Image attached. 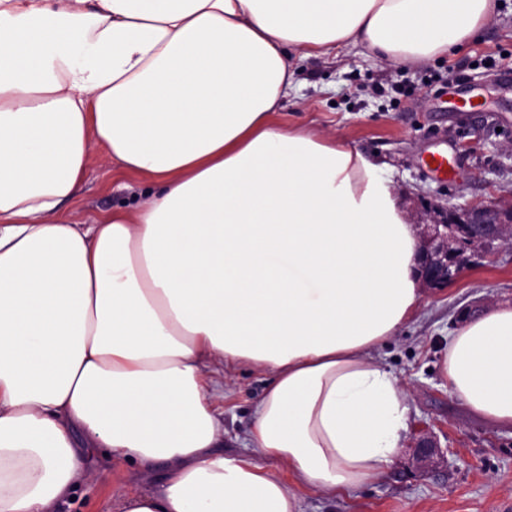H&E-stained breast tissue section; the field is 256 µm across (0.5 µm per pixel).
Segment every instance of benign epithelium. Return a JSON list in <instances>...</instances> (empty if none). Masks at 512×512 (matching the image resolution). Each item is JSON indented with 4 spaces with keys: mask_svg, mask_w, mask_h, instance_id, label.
Returning a JSON list of instances; mask_svg holds the SVG:
<instances>
[{
    "mask_svg": "<svg viewBox=\"0 0 512 512\" xmlns=\"http://www.w3.org/2000/svg\"><path fill=\"white\" fill-rule=\"evenodd\" d=\"M425 216L429 223L423 225L427 234L421 276L423 287L429 291L447 287L475 260L491 258L512 244L508 241L512 225L502 220L501 211L495 207L461 213L453 207H440L426 211ZM436 447L435 436L419 435L414 443L417 462H429Z\"/></svg>",
    "mask_w": 512,
    "mask_h": 512,
    "instance_id": "1",
    "label": "benign epithelium"
}]
</instances>
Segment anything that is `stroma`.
Instances as JSON below:
<instances>
[{
    "instance_id": "1",
    "label": "stroma",
    "mask_w": 512,
    "mask_h": 512,
    "mask_svg": "<svg viewBox=\"0 0 512 512\" xmlns=\"http://www.w3.org/2000/svg\"><path fill=\"white\" fill-rule=\"evenodd\" d=\"M294 68L297 89L284 99L278 121L345 138L382 167L411 210L496 204L512 191V0H498L493 21L442 60L389 67L357 46L327 61H295ZM438 74L449 85L471 89L482 111H434L435 97L447 85L435 82ZM443 146L460 160L445 182L424 170L430 153ZM148 188L136 175L107 171L98 159L78 202L102 213L131 205ZM492 300L512 302V252L465 269L447 288L426 294L416 316L379 352L411 391L410 436L427 430L437 435L436 464L419 468L413 446H406L394 466L352 496L305 493L306 512H503L512 505V427L467 410L440 374L450 337ZM267 382L248 368L229 378L222 406L225 456L245 454L253 405ZM90 469L57 512H115L118 489L145 490L163 475L102 459Z\"/></svg>"
}]
</instances>
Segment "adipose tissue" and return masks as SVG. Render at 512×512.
Masks as SVG:
<instances>
[{
	"label": "adipose tissue",
	"mask_w": 512,
	"mask_h": 512,
	"mask_svg": "<svg viewBox=\"0 0 512 512\" xmlns=\"http://www.w3.org/2000/svg\"><path fill=\"white\" fill-rule=\"evenodd\" d=\"M495 0H0V512H52L95 452L149 471L118 512H304L397 461L375 356L423 297L415 224L347 141L277 122L293 59L428 63ZM153 191L94 217L95 153ZM268 384L226 457L224 371ZM451 396L512 426V304L465 321Z\"/></svg>",
	"instance_id": "adipose-tissue-1"
}]
</instances>
